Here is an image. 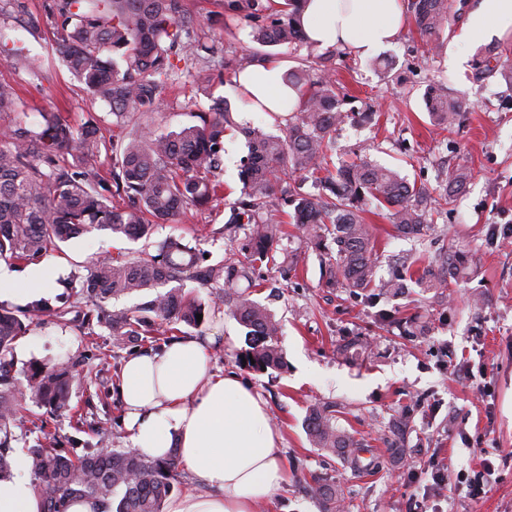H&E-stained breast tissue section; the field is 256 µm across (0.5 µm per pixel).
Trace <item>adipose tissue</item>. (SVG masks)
<instances>
[{
    "label": "adipose tissue",
    "mask_w": 512,
    "mask_h": 512,
    "mask_svg": "<svg viewBox=\"0 0 512 512\" xmlns=\"http://www.w3.org/2000/svg\"><path fill=\"white\" fill-rule=\"evenodd\" d=\"M404 0H305L301 26L313 45L341 47L360 58L376 54L403 28ZM512 36V0H475L448 52L461 66L462 48ZM236 82L243 96L269 111H297L301 98L281 63L246 66ZM211 337H181L144 349L123 363L118 395L134 448L151 457L178 449L180 461L200 484L197 492L171 497L166 512H254L274 501L287 479L282 434L268 424L266 401L234 373L210 367ZM25 458L12 479L0 481V512H42Z\"/></svg>",
    "instance_id": "obj_1"
}]
</instances>
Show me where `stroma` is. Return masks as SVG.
<instances>
[{
  "mask_svg": "<svg viewBox=\"0 0 512 512\" xmlns=\"http://www.w3.org/2000/svg\"><path fill=\"white\" fill-rule=\"evenodd\" d=\"M449 2L460 16L435 44H425L408 23L371 58L349 52L336 57L331 48L311 44L275 49L276 61L289 69L332 56V72L352 108L376 109L375 120L337 130L334 161L364 151L431 189L441 172L459 166L471 172L464 191L430 225L423 244L395 236L386 219L367 215L378 241V279H387L406 258L416 255L425 262L447 250L467 255L471 271L452 286L445 301L416 289L406 297L376 302L346 288L323 287L319 252L288 235L278 250L298 256L296 271L283 282L277 272L266 271V279L278 281L279 294H256L269 299L280 323L284 368L267 375L240 367L236 356L246 347L245 330L224 311H215L198 328V335L219 341L211 352L213 369L236 372L252 383L268 402L271 427L284 436L288 481L280 502L274 508L258 504L255 512H320L315 489L325 480L341 486V512H512V237L504 234L512 226V84L498 76L474 80L469 63L449 66L448 45L470 11L459 0ZM24 3L27 16L39 19L44 36H30L13 0H0V81L11 84L21 100L16 112L0 118V128L36 124L46 109L75 123L90 112L106 114L107 106L92 101L54 51L55 0ZM19 40L41 62L39 74L11 56ZM433 83L444 84L469 105L452 131L435 128L425 110L423 97ZM219 99L251 124L277 133L266 113L243 104L235 83L217 81L204 92L185 75L167 91L150 121L160 130H176ZM246 153L242 133L227 132L224 198L213 209L191 211L178 223L161 225L148 241L95 231L50 251L39 261L56 285L46 298L48 306H59L68 295V277L106 251L145 258L155 254L158 241L174 234L196 243L210 261L228 257L230 242L223 228L240 194L238 163ZM401 318L426 323L429 330L400 335L393 322ZM362 338L371 349L358 355L354 348ZM111 347L112 334L105 326H95L93 335L86 336L46 315L17 341L16 370L24 372L35 360L73 362L74 400L92 397L97 420L111 431L112 447L128 448L132 442L112 374L99 359ZM326 401L336 402L338 425L366 444L377 470H352L342 454L310 446L304 419L311 404ZM487 461L494 468L489 485L481 497H472L467 480ZM435 470L447 476L439 497L430 489Z\"/></svg>",
  "mask_w": 512,
  "mask_h": 512,
  "instance_id": "stroma-1",
  "label": "stroma"
}]
</instances>
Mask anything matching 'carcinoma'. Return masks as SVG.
<instances>
[{
	"instance_id": "cac0c4a2",
	"label": "carcinoma",
	"mask_w": 512,
	"mask_h": 512,
	"mask_svg": "<svg viewBox=\"0 0 512 512\" xmlns=\"http://www.w3.org/2000/svg\"><path fill=\"white\" fill-rule=\"evenodd\" d=\"M217 2L223 14L250 23L259 45L252 62L271 59V47L305 42L298 24L301 0H283L277 7L269 0ZM56 10L59 60L93 100L109 106L119 132L105 138L100 131L104 117L96 112L75 126L53 111L39 113L34 127L20 122L0 131V260L37 261L57 243L94 230L149 239L156 225L173 223L189 210H210L224 196L228 130L241 131L248 148L240 160V196L224 225L229 232L245 230L240 242L245 261L208 264L203 252L180 237L159 241L157 254L147 259L109 253L87 266L86 273L73 275L69 287L75 301L53 312L57 322L84 329L103 324L112 332V347L123 349L173 339L179 326L197 328L196 315L205 320L211 305H222L246 329L248 349L239 355L244 367L258 374L281 369L279 322L253 297V290L262 287L256 271L265 267L286 275L297 265L294 258L277 254L285 232L270 209L276 194L282 206L293 208L297 238L327 256V288L394 297L409 280L441 296L448 281L467 275L464 258L445 255L437 263L415 261L402 274L376 280V239L365 214L381 215L398 235L419 240L470 173L462 167L449 172L434 200L424 187L366 154L356 153L338 168L330 165L338 127L357 116L370 121L374 114L342 110L344 97L325 61L288 70V84L299 90L302 101L296 112L270 113L283 125L280 136L237 122L225 103L198 114L197 124L164 132L142 116L160 110L179 78L174 60L192 68L189 75L201 88L223 70L234 73L242 60L201 40L197 29L202 23L186 12L183 0H58ZM408 11L428 43L438 41L450 21L448 0H411ZM496 73L512 80V65L490 50L482 53L477 77ZM424 98L433 123L444 129H452L466 111V104L441 84L430 86ZM17 108L14 88L0 82V115ZM104 156L110 159L106 172ZM299 175L316 191L301 192ZM187 281L211 289V304L184 288ZM138 294L146 300L133 309L108 307L113 298ZM46 312L40 300L16 310L0 302V481L13 476L14 428L22 402L29 400L53 414H68L74 429L91 432L99 445L98 451L82 454L61 448L49 421L40 419L41 436L27 448V457L43 512H66L73 496L97 499L107 512H164L180 464L177 451L155 459L136 448L109 447V429L91 412L94 395L72 404V366L66 361L31 362L24 389L12 375L17 340ZM306 429L314 447L342 452L354 470L370 469L371 463H363L360 440L336 424V406L314 404ZM317 495L323 512H336V484L319 485Z\"/></svg>"
}]
</instances>
